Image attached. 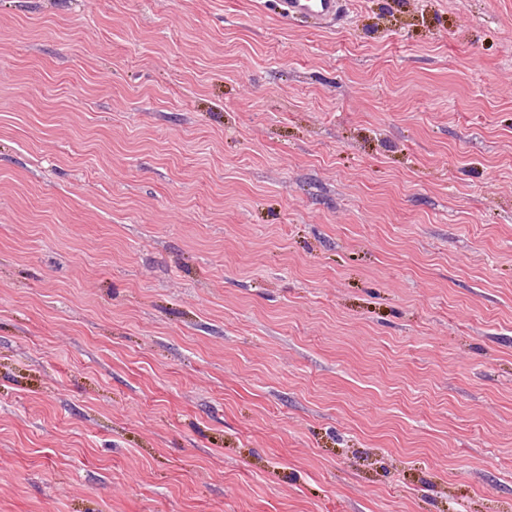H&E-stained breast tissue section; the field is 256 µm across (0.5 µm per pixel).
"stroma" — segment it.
Listing matches in <instances>:
<instances>
[{
	"label": "stroma",
	"mask_w": 512,
	"mask_h": 512,
	"mask_svg": "<svg viewBox=\"0 0 512 512\" xmlns=\"http://www.w3.org/2000/svg\"><path fill=\"white\" fill-rule=\"evenodd\" d=\"M0 512H512V0H0ZM278 6L283 17L309 19L315 28L334 24L343 11L342 0H278Z\"/></svg>",
	"instance_id": "obj_1"
}]
</instances>
